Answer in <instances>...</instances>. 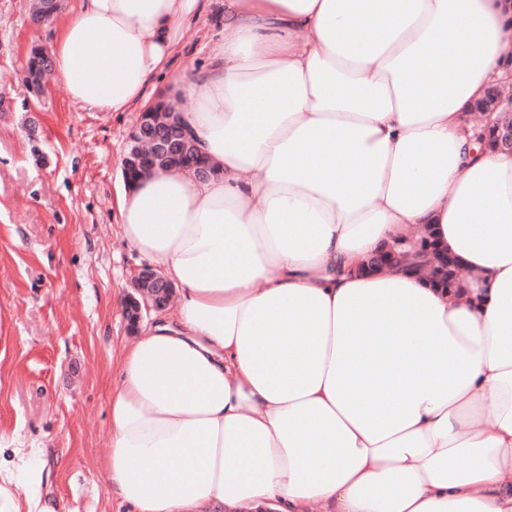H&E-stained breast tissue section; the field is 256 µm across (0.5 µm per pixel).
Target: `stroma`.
Masks as SVG:
<instances>
[{"label": "stroma", "instance_id": "1", "mask_svg": "<svg viewBox=\"0 0 512 512\" xmlns=\"http://www.w3.org/2000/svg\"><path fill=\"white\" fill-rule=\"evenodd\" d=\"M33 0H0V471L52 512H130L112 492L107 390L134 335L125 302L145 261L116 206L138 111L79 108L63 82L34 96L22 69L57 23ZM224 0L184 28L149 100L171 95L218 53Z\"/></svg>", "mask_w": 512, "mask_h": 512}]
</instances>
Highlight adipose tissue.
<instances>
[{
  "label": "adipose tissue",
  "mask_w": 512,
  "mask_h": 512,
  "mask_svg": "<svg viewBox=\"0 0 512 512\" xmlns=\"http://www.w3.org/2000/svg\"><path fill=\"white\" fill-rule=\"evenodd\" d=\"M199 10L80 0L51 49L72 102L142 105ZM511 43L512 0H224L184 115L219 175L117 199L180 296L109 392L133 512H512V155L467 121ZM427 229L460 294L366 271Z\"/></svg>",
  "instance_id": "adipose-tissue-1"
}]
</instances>
